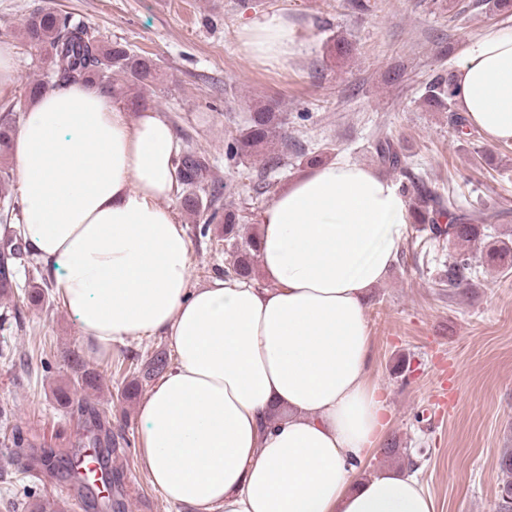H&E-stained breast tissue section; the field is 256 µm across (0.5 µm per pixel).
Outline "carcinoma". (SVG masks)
Returning <instances> with one entry per match:
<instances>
[{"mask_svg":"<svg viewBox=\"0 0 512 512\" xmlns=\"http://www.w3.org/2000/svg\"><path fill=\"white\" fill-rule=\"evenodd\" d=\"M26 44L36 52L42 64L52 71L55 85L85 81L97 85L112 94L115 99H125L137 107H146L143 90L159 81L160 69L150 58L136 54L121 43L106 44L98 38L96 30L86 25L72 26L50 10H38L30 14L21 25ZM426 106L439 111L452 109L454 98L453 75L438 71L426 84L422 94ZM281 123L278 104L266 102L250 113L244 128L231 138L225 148L229 159L259 156L280 136ZM15 124H0V159L10 155ZM378 161L405 179L401 192H412L409 205L411 223L420 225V231L435 241H446L453 252L448 254V265L441 276V283L448 289L464 288L477 275L470 254L459 249L465 243L483 245L485 258L491 268L506 271L512 269V241L494 235L495 225L488 220L496 217L494 207L486 203L461 204V187L448 180V195L437 193L426 185V175L410 169L393 141L378 139L375 144ZM176 180L182 186L181 205L189 214L203 217L199 235H208L210 225L224 224V242L230 248V266L224 269L228 278L256 277L255 262L258 259L255 236H242L236 218L231 213L220 214L216 207L218 192L211 193L204 201L203 190L208 160L192 148H187L176 159ZM12 175L9 167L0 166V224L10 225L19 215L20 206L9 191ZM22 229H13L0 239V297L10 299L16 286L15 260L18 256L17 241L22 239ZM70 368L76 373L73 390L61 389L56 393L58 403L74 410L82 420V434L78 445L89 448L112 447V430L98 412L82 397L88 390L100 386V373L90 369L79 351L68 353ZM167 357L156 353L134 368L135 376L125 384L123 396L131 399L141 390L143 382L161 374L167 367ZM501 483L499 505L501 512H512V449H506L499 459Z\"/></svg>","mask_w":512,"mask_h":512,"instance_id":"carcinoma-1","label":"carcinoma"}]
</instances>
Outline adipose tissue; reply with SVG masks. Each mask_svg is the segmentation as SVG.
Instances as JSON below:
<instances>
[{"label": "adipose tissue", "instance_id": "adipose-tissue-1", "mask_svg": "<svg viewBox=\"0 0 512 512\" xmlns=\"http://www.w3.org/2000/svg\"><path fill=\"white\" fill-rule=\"evenodd\" d=\"M242 52L285 64L282 17L241 26ZM454 105L488 143L512 142V24L489 23L454 75ZM179 143L84 83L41 94L13 153L26 241L61 268L57 294L85 346L167 338L174 362L140 408V462L185 512H434L408 465L368 471L387 427L368 380L366 302L409 221L371 167H310L260 217V280L191 286L170 202Z\"/></svg>", "mask_w": 512, "mask_h": 512}]
</instances>
